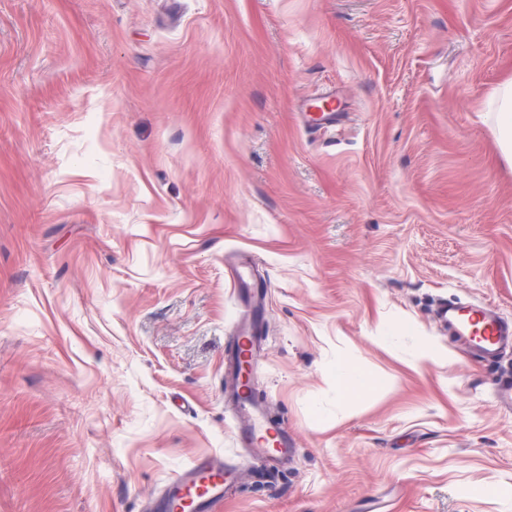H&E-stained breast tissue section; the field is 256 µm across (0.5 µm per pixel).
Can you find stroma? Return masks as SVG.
<instances>
[{
    "label": "stroma",
    "instance_id": "1",
    "mask_svg": "<svg viewBox=\"0 0 512 512\" xmlns=\"http://www.w3.org/2000/svg\"><path fill=\"white\" fill-rule=\"evenodd\" d=\"M510 78L512 0H0V512L240 461L251 321L298 451L213 512H512V349L437 317L512 322ZM488 112H496L495 129L505 160L512 163V78L501 83L488 101ZM465 315H468L467 322L462 320ZM442 317L463 345L480 358H494L504 346L512 345V324L502 321L487 306L445 305ZM336 392L351 395H364L372 388L373 382L362 367L349 361L336 363L334 373Z\"/></svg>",
    "mask_w": 512,
    "mask_h": 512
}]
</instances>
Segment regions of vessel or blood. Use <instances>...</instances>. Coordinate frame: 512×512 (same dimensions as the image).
<instances>
[{
    "instance_id": "obj_1",
    "label": "vessel or blood",
    "mask_w": 512,
    "mask_h": 512,
    "mask_svg": "<svg viewBox=\"0 0 512 512\" xmlns=\"http://www.w3.org/2000/svg\"><path fill=\"white\" fill-rule=\"evenodd\" d=\"M442 317L465 347L480 358H494L503 347L512 345V324L502 321L489 307L448 305ZM236 405V440L247 449V460L234 463L212 456L194 460L161 492L160 512H212L223 500L227 484L269 468L272 461L291 453L293 441L286 427L264 421L247 400H237Z\"/></svg>"
}]
</instances>
